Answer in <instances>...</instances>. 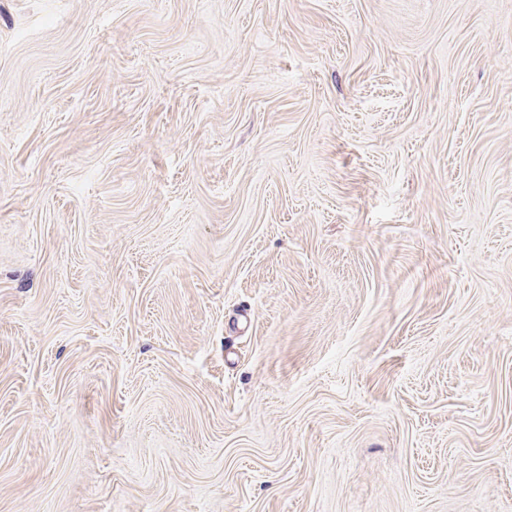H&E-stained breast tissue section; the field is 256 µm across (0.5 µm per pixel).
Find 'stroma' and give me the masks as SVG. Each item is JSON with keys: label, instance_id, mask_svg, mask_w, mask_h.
Returning a JSON list of instances; mask_svg holds the SVG:
<instances>
[{"label": "stroma", "instance_id": "35a3bbf8", "mask_svg": "<svg viewBox=\"0 0 512 512\" xmlns=\"http://www.w3.org/2000/svg\"><path fill=\"white\" fill-rule=\"evenodd\" d=\"M0 512H512V0H0Z\"/></svg>", "mask_w": 512, "mask_h": 512}]
</instances>
